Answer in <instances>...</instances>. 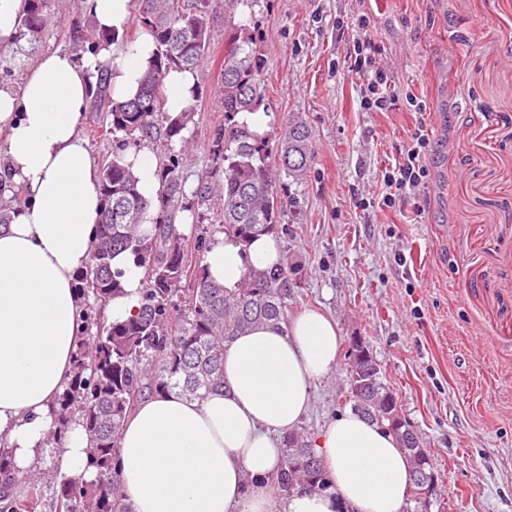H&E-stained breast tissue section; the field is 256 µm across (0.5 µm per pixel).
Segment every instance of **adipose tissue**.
I'll return each mask as SVG.
<instances>
[{
	"instance_id": "1",
	"label": "adipose tissue",
	"mask_w": 512,
	"mask_h": 512,
	"mask_svg": "<svg viewBox=\"0 0 512 512\" xmlns=\"http://www.w3.org/2000/svg\"><path fill=\"white\" fill-rule=\"evenodd\" d=\"M154 50L150 35L77 58L39 57L22 92L0 88V125L12 181L26 204L0 226V438L17 470L40 468L52 418L80 337L85 303L75 288L95 247L101 218L98 172L78 134L88 88L106 65L113 98H133ZM278 238L249 244L218 237L204 264L234 289L248 268H276ZM113 267L125 293L112 320L140 307L142 273L125 254ZM342 335L311 309L277 328L259 325L224 349V385L199 399L173 390L142 399L126 418L119 463L133 512H273L269 476L283 463L281 440L306 414L312 389L337 366ZM330 480L297 492L283 512H402L409 460L388 429L346 411L314 441Z\"/></svg>"
}]
</instances>
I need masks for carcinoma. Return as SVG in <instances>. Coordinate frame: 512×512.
<instances>
[{"label":"carcinoma","mask_w":512,"mask_h":512,"mask_svg":"<svg viewBox=\"0 0 512 512\" xmlns=\"http://www.w3.org/2000/svg\"><path fill=\"white\" fill-rule=\"evenodd\" d=\"M254 0H224V24L230 25L225 43L224 73L219 92L224 124L208 140L212 166L186 187L174 144L185 146L183 135L196 115V103L182 112L165 108V78L174 70L199 72L211 47L209 0H136L139 28L151 34L155 52L136 97L112 98L105 70L90 89L93 111L105 114L112 134L153 137L162 128L166 159L160 164V191L154 200L139 192L131 165L114 155L99 170L98 190L103 210L96 228L90 262L78 276L86 302L81 343L71 381L57 399L54 422L45 446L62 447L65 432L80 426L89 439L88 466L96 472L60 476L51 503L53 512H132L117 466L120 437L126 418L142 397L172 389L193 399L224 385V345L248 328L262 323H287L288 298L297 287V269L282 264L273 271L249 269L233 291L212 280L203 265L211 240L199 235L204 209L222 201L224 223L219 232L247 243L262 234H274L284 211L283 195L269 165L271 133L250 131L237 120L241 112H255L264 104L263 54L246 30L245 15ZM239 22H234V19ZM54 22L50 0H24L14 32L0 52V72L22 67L42 47ZM71 51L83 56L117 40L116 32L84 27L67 29ZM277 165L297 179L308 169L312 133L305 122L292 120L278 140ZM189 212L190 233L174 224L176 209ZM194 242L198 261L188 258ZM126 252L143 270L141 305L127 321H112L107 304L124 292L123 271L112 268L118 253ZM352 348L347 370L354 410L381 425H390L397 400L382 381L379 364L359 358ZM414 471L415 494H426L435 483L429 455L414 431L395 432ZM285 457L270 482L277 496L330 487L312 439L303 429L283 436ZM43 507L36 475L17 476L12 457L0 447V512H38Z\"/></svg>","instance_id":"1"}]
</instances>
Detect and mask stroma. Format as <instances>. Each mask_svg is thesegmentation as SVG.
I'll return each instance as SVG.
<instances>
[{
	"instance_id": "stroma-1",
	"label": "stroma",
	"mask_w": 512,
	"mask_h": 512,
	"mask_svg": "<svg viewBox=\"0 0 512 512\" xmlns=\"http://www.w3.org/2000/svg\"><path fill=\"white\" fill-rule=\"evenodd\" d=\"M209 5L211 51L181 154L191 185L224 122V0ZM248 33L266 61L272 135L292 118L313 135L303 178L279 182L283 258L301 269L288 313L322 309L343 337L302 427L317 436L352 409L347 367L362 342L434 466L432 495L408 494L402 512H512V0H255ZM362 33L428 111L361 109L347 49ZM418 125L432 144L427 182L368 207ZM79 134L97 163L125 148L90 111Z\"/></svg>"
}]
</instances>
